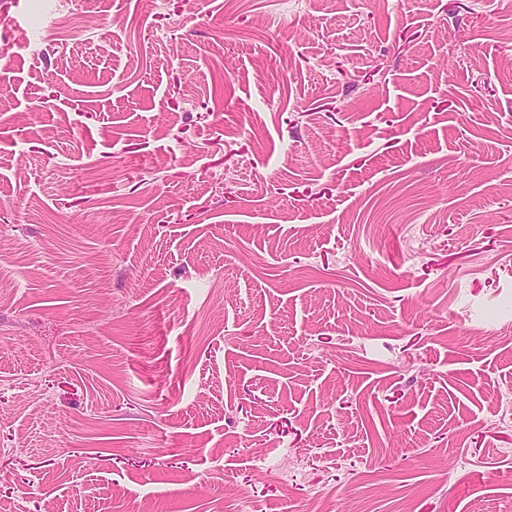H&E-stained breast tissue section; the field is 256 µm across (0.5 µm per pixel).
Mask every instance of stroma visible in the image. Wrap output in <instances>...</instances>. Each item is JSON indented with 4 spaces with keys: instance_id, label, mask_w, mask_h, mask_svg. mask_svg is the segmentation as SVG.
Listing matches in <instances>:
<instances>
[{
    "instance_id": "obj_1",
    "label": "stroma",
    "mask_w": 512,
    "mask_h": 512,
    "mask_svg": "<svg viewBox=\"0 0 512 512\" xmlns=\"http://www.w3.org/2000/svg\"><path fill=\"white\" fill-rule=\"evenodd\" d=\"M0 512H512V0H0Z\"/></svg>"
}]
</instances>
